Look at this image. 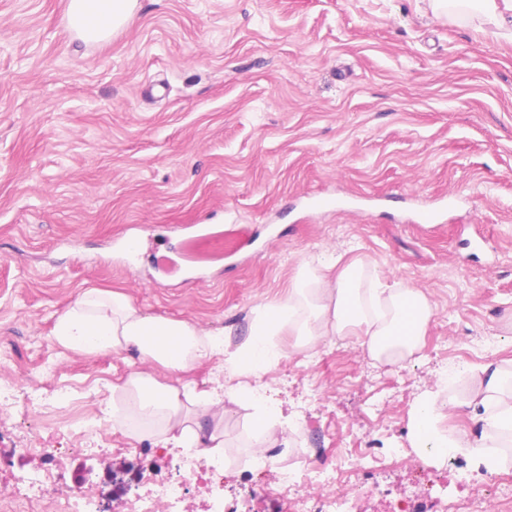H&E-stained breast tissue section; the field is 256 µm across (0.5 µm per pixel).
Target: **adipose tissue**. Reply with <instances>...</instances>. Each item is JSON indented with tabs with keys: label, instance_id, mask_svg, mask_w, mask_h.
I'll return each instance as SVG.
<instances>
[{
	"label": "adipose tissue",
	"instance_id": "ef3b65f1",
	"mask_svg": "<svg viewBox=\"0 0 512 512\" xmlns=\"http://www.w3.org/2000/svg\"><path fill=\"white\" fill-rule=\"evenodd\" d=\"M136 8L137 0H67V30L86 42L104 41L128 22ZM433 314V304L422 289L408 284L385 287L364 262L353 261L335 271L322 265L300 277L286 299L258 311L245 341L227 354L226 361L259 378L284 354L308 351L326 336H355L373 358L399 363L420 352ZM285 332L295 341L283 351L275 348L273 339ZM53 334L63 346L87 353L133 347L144 359L174 373L190 371L224 347L217 335L184 321L145 315L123 295L97 289L87 290L57 319ZM122 392L126 415L158 426L161 443L189 440L208 455L223 447V436L190 426V407L200 406L220 421L225 403L239 401L234 395L223 402L144 374L127 382ZM465 405L484 424L478 434L465 429L442 434L439 425L448 417L447 406L429 395L412 411L410 442L438 458L463 453L493 466L495 460L486 451L489 440L498 433H512V379L499 366L484 365L472 378Z\"/></svg>",
	"mask_w": 512,
	"mask_h": 512
}]
</instances>
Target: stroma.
I'll list each match as a JSON object with an SVG mask.
<instances>
[{
    "label": "stroma",
    "mask_w": 512,
    "mask_h": 512,
    "mask_svg": "<svg viewBox=\"0 0 512 512\" xmlns=\"http://www.w3.org/2000/svg\"><path fill=\"white\" fill-rule=\"evenodd\" d=\"M66 0H0V492L41 465L18 440L30 377L96 381L102 404L137 373L174 377L128 348L89 354L53 336L89 289L143 313L218 333L229 348L265 304L287 298L302 261L361 259L382 281L420 287L434 315L420 354L376 361L330 336L312 359L263 375L289 450L340 448L367 479L355 512L412 499L445 512L482 466L421 460L408 433L424 396H464L471 373L512 372V41L434 17L429 0H139L131 21L83 47ZM433 208L435 223L416 212ZM250 230L224 251L225 233ZM249 401L224 415L216 477L233 512H285L240 476ZM372 458L347 452L360 435ZM68 483L94 481L119 512L160 471L157 437L116 429Z\"/></svg>",
    "instance_id": "1"
}]
</instances>
